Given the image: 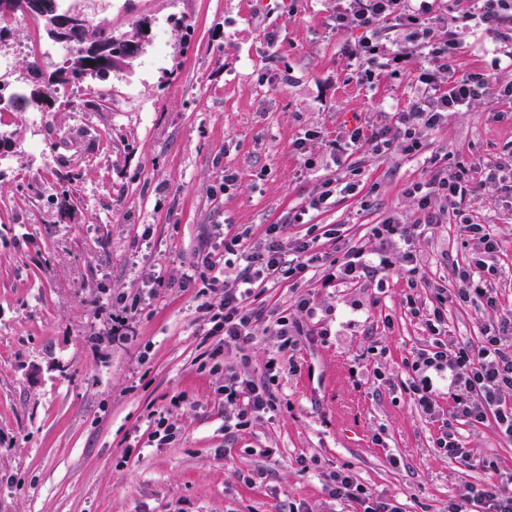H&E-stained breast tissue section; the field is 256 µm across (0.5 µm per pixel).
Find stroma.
<instances>
[{
    "label": "stroma",
    "instance_id": "obj_1",
    "mask_svg": "<svg viewBox=\"0 0 512 512\" xmlns=\"http://www.w3.org/2000/svg\"><path fill=\"white\" fill-rule=\"evenodd\" d=\"M108 13L139 52L107 80L61 89L41 121L0 110V512H359L329 496L324 477L348 467L400 512H448L486 480L482 461L512 473V442L494 420L458 427L472 461L439 453L448 383L434 414L402 389L405 363L432 337L407 303L430 307L433 286L455 291L478 239L455 215L412 241H384L373 225L415 209L406 194L424 161L447 157L483 173L512 155V107L486 96L427 131L419 152L364 144L355 195L307 210L341 176L336 138L386 122L413 96L406 76L361 82L344 52L357 31L331 26L327 0H79ZM458 72L490 66L512 38L462 30ZM37 24L9 25L15 56L0 84L30 89L28 47L48 44ZM232 181H225V174ZM463 208L489 228L486 264L499 306L448 307L449 347L477 344L486 323L512 316V194L489 186ZM283 242L310 234L322 250L386 254L391 265L351 286L316 272L300 311L288 281L251 306L284 311L294 371L272 382L276 411L225 427L224 369L261 379L277 337L257 333L248 365L204 335L197 308L222 293L180 287L221 236L268 225ZM342 238H323L325 225ZM426 287L410 291L404 252ZM139 302V334L115 341L103 321ZM174 427L153 440L158 420Z\"/></svg>",
    "mask_w": 512,
    "mask_h": 512
}]
</instances>
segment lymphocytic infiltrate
I'll use <instances>...</instances> for the list:
<instances>
[{
  "label": "lymphocytic infiltrate",
  "instance_id": "lymphocytic-infiltrate-1",
  "mask_svg": "<svg viewBox=\"0 0 512 512\" xmlns=\"http://www.w3.org/2000/svg\"><path fill=\"white\" fill-rule=\"evenodd\" d=\"M332 2V20L337 29L359 28L365 32L363 38L345 49L357 76L368 81L379 70L392 75L407 73L414 86L407 111L394 113L391 123L373 127L368 133L360 127L349 130L336 145L337 157L351 156L366 141L379 152L398 148L410 154L420 149L421 134L447 122L449 113L469 110L491 93L501 101L512 102V83H499L492 70L456 73L453 60L461 48L457 33L459 21L441 11L440 0ZM386 26L398 34L395 48H386L382 41V29ZM480 189V183L462 166L427 164L423 179L407 190L417 204L413 214L388 218L374 225L373 234L384 239H409L421 231L435 229L449 205L477 195ZM460 221L466 231L479 236L484 255L461 270L462 286L456 293L435 288L432 306L421 314L434 340L427 349L406 361L409 378L403 388L425 413H432L431 375L450 372L451 419L443 423L435 447L466 461L470 454L458 439L455 423L481 424L491 418L498 432L512 441V406L505 402L506 393L512 392V346L504 340V325L494 323L485 327L474 346L452 349L442 338L449 302L461 304L478 298L485 308L497 306V294L485 283L482 271L485 256L497 250L498 242L484 225L471 223L468 215H461ZM278 230V225H269L267 239L260 248L244 244L242 236H234L224 242V263H216L209 257L203 260L211 273L210 288L222 291L224 298L216 305L209 302L199 305V319L206 325L208 335L223 337L225 347L240 351V361L244 364L249 361L244 351L253 340L257 325H264L267 333L279 337L280 350L293 345L287 317L274 312L265 315L250 308L249 301L260 285L281 276L291 280L294 287H301L308 269L320 262L327 263L339 280L353 283L358 279L355 260L343 261L316 252L317 240L313 237L284 244L278 238ZM280 371L281 364L275 358L266 361L264 379L260 382L242 376L235 369H225L224 403L233 407L237 426H247L258 414L274 411L275 399L269 383ZM324 480L331 497L359 502L363 512H399L396 506L374 497L357 484L350 470L331 472ZM472 503L479 504L480 512H512V475L490 473L481 487L470 490L461 500L451 501L448 512H468L467 507Z\"/></svg>",
  "mask_w": 512,
  "mask_h": 512
}]
</instances>
